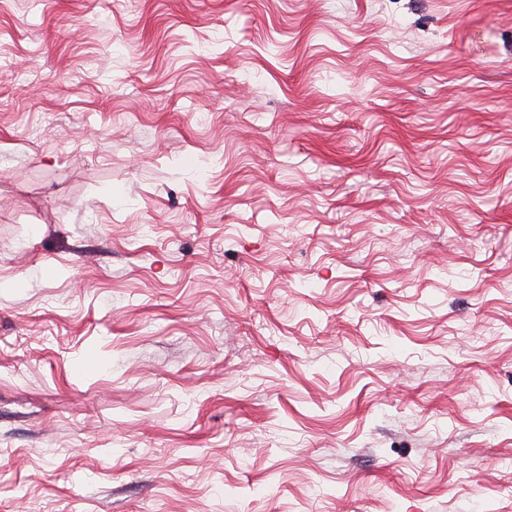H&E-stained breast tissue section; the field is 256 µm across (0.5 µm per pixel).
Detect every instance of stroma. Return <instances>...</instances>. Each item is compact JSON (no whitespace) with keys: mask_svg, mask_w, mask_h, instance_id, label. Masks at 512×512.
Masks as SVG:
<instances>
[{"mask_svg":"<svg viewBox=\"0 0 512 512\" xmlns=\"http://www.w3.org/2000/svg\"><path fill=\"white\" fill-rule=\"evenodd\" d=\"M0 512H512V0H0Z\"/></svg>","mask_w":512,"mask_h":512,"instance_id":"stroma-1","label":"stroma"}]
</instances>
